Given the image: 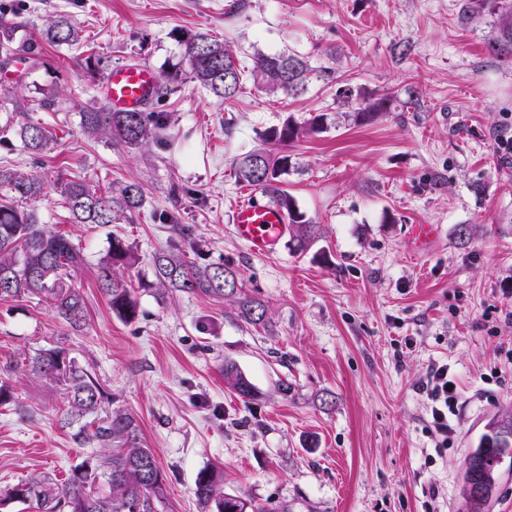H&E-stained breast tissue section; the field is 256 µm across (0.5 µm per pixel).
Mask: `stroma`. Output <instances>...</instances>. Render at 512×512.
Here are the masks:
<instances>
[{
	"label": "stroma",
	"mask_w": 512,
	"mask_h": 512,
	"mask_svg": "<svg viewBox=\"0 0 512 512\" xmlns=\"http://www.w3.org/2000/svg\"><path fill=\"white\" fill-rule=\"evenodd\" d=\"M0 0L17 15V37L38 35L64 15L78 45L50 46L44 64L0 78V137L13 140L20 113L9 91L52 88L41 118L58 136L41 162L15 145L0 167L38 176L33 201L43 224L69 234L86 263L88 323L73 330L41 294L0 300V487L31 473L66 480L91 448L73 443L62 419V383L31 372L43 349L67 348L101 387L103 412L137 418L167 476L171 512H200L197 472L224 471V491L269 512H466L462 466L487 419L512 407V62L491 56L493 17L464 19V0ZM208 32L243 65L294 53L311 67L295 97L245 81L225 102L192 82L178 35ZM109 65L180 67L161 143L115 150L85 135L78 108L101 106ZM393 99L389 112L357 124L337 90L343 82ZM418 95L420 110L409 105ZM328 116L326 132L289 149L288 190L319 226L316 242L268 257L234 236L231 209L247 188L234 170L260 145L259 132L287 117ZM107 186L135 181L146 204L114 223L68 224L58 181ZM191 225L205 263H231L264 325L237 319L226 301L140 288L151 255L168 245L163 217ZM413 224H434L427 248L411 251ZM473 235L460 245L456 230ZM138 256L124 270L138 316L124 322L100 293L95 265L108 234ZM234 362L256 393L224 382ZM447 364L459 391L447 447H435L420 392L427 367Z\"/></svg>",
	"instance_id": "35a3bbf8"
}]
</instances>
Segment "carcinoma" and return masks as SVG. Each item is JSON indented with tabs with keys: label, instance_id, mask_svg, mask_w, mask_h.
<instances>
[{
	"label": "carcinoma",
	"instance_id": "1",
	"mask_svg": "<svg viewBox=\"0 0 512 512\" xmlns=\"http://www.w3.org/2000/svg\"><path fill=\"white\" fill-rule=\"evenodd\" d=\"M469 20L485 15L496 17L497 37L488 51L499 57L512 55V0H469L463 6ZM17 25L9 11L0 12V63L19 61L31 71L43 64L44 45H75L78 29L68 17L47 20L39 38L16 39ZM183 59L188 62L193 79L214 96L231 101L243 88L244 76L253 85L269 92L297 95L306 90L310 65L304 58L290 53L259 55L253 67L245 71L231 48L204 32L189 33L181 40ZM178 69L162 76L157 101L167 99L176 89ZM343 105L351 116L366 123L391 110L392 99L372 96L362 88L346 83L338 88ZM55 98L48 92L29 103H17L20 112L54 111ZM80 127L92 137L107 139L118 149H141L153 142L167 128L165 112H110L94 106L79 110ZM328 117L315 114L302 123L289 116L277 125L259 133L262 147L246 153L237 163L236 181L257 187L288 216L292 236L289 249L305 252L318 233L317 225L301 211L286 186L291 169L287 148L295 141L326 131ZM17 136L23 150L35 160L54 148L56 135L43 121L28 118L19 124ZM0 186L11 193V201L0 203V298L44 291L51 295L60 318L74 327L86 323V303L78 288H65L62 279L71 276L85 263V255L65 234L48 230L34 209H21L15 200L35 199L43 193L44 182L32 175H21L9 168H0ZM67 221L70 224H110L131 216L145 204L143 186L134 181L95 188L83 181H69L62 191ZM108 248L97 263V282L107 297L112 313L131 322L136 319L137 302L117 270L134 265L138 257L133 248L118 237L107 239ZM153 281L148 286L157 294L182 291L214 299H226L237 310L241 321L249 325L264 323L263 304L242 292L238 275L228 263L199 264L187 259L176 245L156 251L151 260ZM32 371L51 379L63 375L68 386V425L77 426L71 433L78 445L95 444L102 452L97 466L86 460L76 466L60 486L53 478L34 474L0 491V508L12 503L34 502L40 512H163L166 503L167 476L152 449L143 444L136 417L125 410L112 411L96 422L84 421L97 412L102 393L99 384L64 348L38 353L31 361ZM224 381L240 396H254V388L238 367L224 363ZM512 458V409L495 413L485 424L477 445L463 463L462 493L468 512H486L496 494L506 458ZM104 477L107 490L95 489L96 480ZM476 479L484 496L469 493L470 479ZM202 512H265V507L224 493V472L217 467L198 471L195 491Z\"/></svg>",
	"mask_w": 512,
	"mask_h": 512
}]
</instances>
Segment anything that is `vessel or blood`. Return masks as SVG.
I'll use <instances>...</instances> for the list:
<instances>
[{
	"label": "vessel or blood",
	"instance_id": "1",
	"mask_svg": "<svg viewBox=\"0 0 512 512\" xmlns=\"http://www.w3.org/2000/svg\"><path fill=\"white\" fill-rule=\"evenodd\" d=\"M159 85L160 77L152 67L120 64L106 73L99 94L110 111H139L154 100ZM232 225L236 238L255 255L276 253L289 232L288 219L282 209L252 196L235 203Z\"/></svg>",
	"mask_w": 512,
	"mask_h": 512
}]
</instances>
